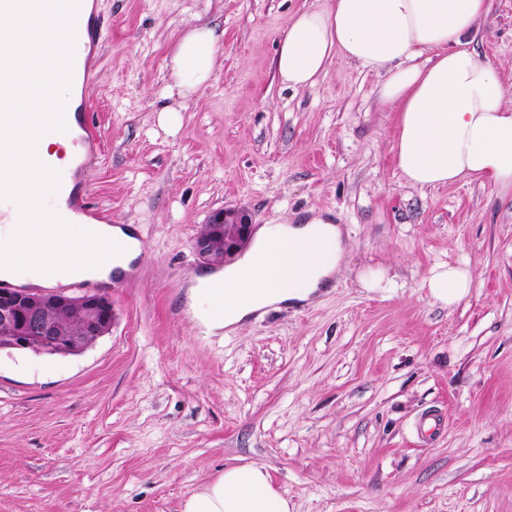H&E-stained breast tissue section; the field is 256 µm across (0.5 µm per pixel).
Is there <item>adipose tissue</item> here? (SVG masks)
<instances>
[{
  "mask_svg": "<svg viewBox=\"0 0 512 512\" xmlns=\"http://www.w3.org/2000/svg\"><path fill=\"white\" fill-rule=\"evenodd\" d=\"M490 0H323L289 19L280 35L276 71L288 87L314 84L335 58L384 77L379 99L398 114L396 167L413 186L437 187L465 178L512 193V87L489 62L462 44L485 16ZM27 23L23 40L0 41L12 55L28 52L37 66L23 81L9 110H0V138L17 136L15 114L70 112L79 102L74 87L55 82L53 72L68 55L62 26L45 27L21 12L0 15V32ZM224 40L218 27L188 28L169 59L171 87L181 96L210 79ZM57 137L22 141L16 155L0 158V191L18 192L0 231L14 242L0 252V278L16 285L54 279L109 281L113 267L132 271L141 252L138 238L121 225H57L37 201L36 189L57 193L55 175L42 161L55 152ZM120 242L110 262L83 248L88 235ZM346 244L342 230L316 215L295 223L279 217L260 228L252 248L231 269L194 275L189 290L195 319L208 331L243 328L260 310L308 301L339 269ZM431 297L459 303L473 279L467 263L436 265L425 279ZM181 512H289L287 498L253 463L231 465L200 486Z\"/></svg>",
  "mask_w": 512,
  "mask_h": 512,
  "instance_id": "obj_1",
  "label": "adipose tissue"
}]
</instances>
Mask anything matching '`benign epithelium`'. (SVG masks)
Returning a JSON list of instances; mask_svg holds the SVG:
<instances>
[{"mask_svg": "<svg viewBox=\"0 0 512 512\" xmlns=\"http://www.w3.org/2000/svg\"><path fill=\"white\" fill-rule=\"evenodd\" d=\"M207 224L210 230L194 241L197 256L206 263L233 258L251 240L253 217L244 207L217 210ZM50 309L60 317L80 321L85 335H62L58 320L47 317ZM111 327L112 301L102 294L0 290V339L14 348L51 354L78 351L86 346L87 338L104 336Z\"/></svg>", "mask_w": 512, "mask_h": 512, "instance_id": "7a95c632", "label": "benign epithelium"}]
</instances>
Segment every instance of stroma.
<instances>
[{"label":"stroma","instance_id":"stroma-1","mask_svg":"<svg viewBox=\"0 0 512 512\" xmlns=\"http://www.w3.org/2000/svg\"><path fill=\"white\" fill-rule=\"evenodd\" d=\"M321 0H99L92 121L80 182L143 245L102 286L112 328L78 355L0 352V512H179L225 466H263L291 512H512V197L399 175L379 74L334 59L311 86L274 60L292 14ZM224 46L208 83L167 91L189 27ZM512 86V0L467 37ZM255 226L321 211L348 243L330 288L207 333L188 289L208 215ZM467 262L453 307L423 286ZM383 271L393 290L361 278ZM448 419L420 444L427 408Z\"/></svg>","mask_w":512,"mask_h":512}]
</instances>
